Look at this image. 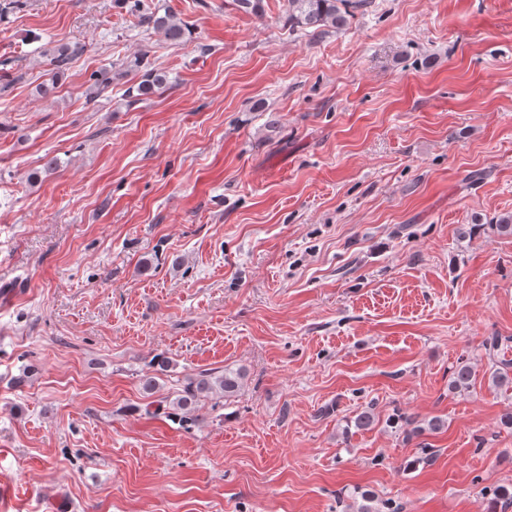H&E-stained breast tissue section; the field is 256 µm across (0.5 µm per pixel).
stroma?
Segmentation results:
<instances>
[{
  "mask_svg": "<svg viewBox=\"0 0 512 512\" xmlns=\"http://www.w3.org/2000/svg\"><path fill=\"white\" fill-rule=\"evenodd\" d=\"M144 2L187 42L128 0H0V512H487L512 0H373L315 35L284 0ZM142 54L168 83L133 102ZM227 368L190 425L156 413ZM137 3L133 5V10L139 13V22L147 28L152 25L153 29L161 32L164 37L174 43L180 44L186 36V26L177 21L169 13L164 12L159 15V10L152 11L149 6L141 3V0H135ZM144 7V8H143Z\"/></svg>",
  "mask_w": 512,
  "mask_h": 512,
  "instance_id": "35a3bbf8",
  "label": "stroma"
}]
</instances>
